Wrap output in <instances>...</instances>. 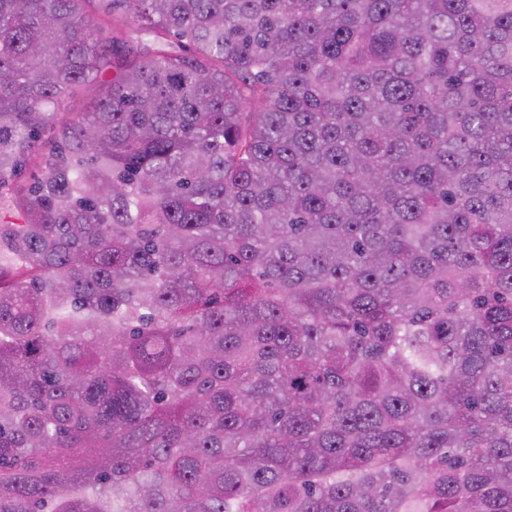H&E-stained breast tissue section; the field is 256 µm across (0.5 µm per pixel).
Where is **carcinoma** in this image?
I'll return each instance as SVG.
<instances>
[{
	"label": "carcinoma",
	"mask_w": 512,
	"mask_h": 512,
	"mask_svg": "<svg viewBox=\"0 0 512 512\" xmlns=\"http://www.w3.org/2000/svg\"><path fill=\"white\" fill-rule=\"evenodd\" d=\"M0 512H512V0H0Z\"/></svg>",
	"instance_id": "obj_1"
}]
</instances>
